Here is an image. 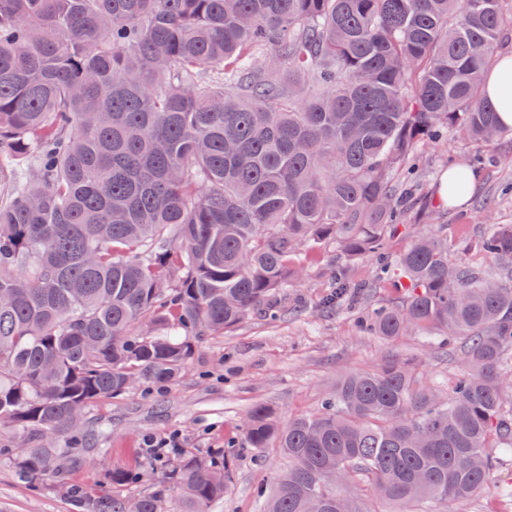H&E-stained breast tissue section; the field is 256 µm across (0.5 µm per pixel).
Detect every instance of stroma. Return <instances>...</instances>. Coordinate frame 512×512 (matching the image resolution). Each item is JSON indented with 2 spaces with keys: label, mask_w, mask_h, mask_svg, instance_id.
<instances>
[{
  "label": "stroma",
  "mask_w": 512,
  "mask_h": 512,
  "mask_svg": "<svg viewBox=\"0 0 512 512\" xmlns=\"http://www.w3.org/2000/svg\"><path fill=\"white\" fill-rule=\"evenodd\" d=\"M475 152L472 144L459 140L422 146L408 180L436 193L449 161L465 163ZM482 154L474 192L462 204H441L433 222L448 235L449 261L488 268L492 259L477 241L490 227L512 224V138ZM337 260L331 250L315 258L303 255L304 277L278 295L275 310L259 306L225 335L197 337L177 384L162 390L136 386L127 395L90 404L85 427L94 435L95 464L74 473L72 482L121 496L148 493L169 469L145 455L147 439L176 433L181 455L223 461L225 438L242 437L254 405L269 406L282 421L314 413L343 373L376 368L384 359L413 361L429 383L450 388L460 367L448 348L427 336L388 341L360 331L362 310L394 302L392 289L381 286L358 305L323 311ZM496 454L499 467L488 485L449 505L448 512H498L502 490L512 486V450L500 448ZM116 465L131 471L133 480L113 485ZM287 468L275 449L242 453L223 499L211 503L209 512H259L258 486ZM0 512H67V507L56 488L26 486L0 461Z\"/></svg>",
  "instance_id": "obj_1"
}]
</instances>
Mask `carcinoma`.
I'll use <instances>...</instances> for the list:
<instances>
[{
  "mask_svg": "<svg viewBox=\"0 0 512 512\" xmlns=\"http://www.w3.org/2000/svg\"><path fill=\"white\" fill-rule=\"evenodd\" d=\"M512 0H0V447L68 512H207L235 455L189 457L156 492L77 486L95 449L64 440L83 409L178 381L195 336H222L299 279L305 247L378 253L427 143L512 134L485 79ZM394 261L400 296L374 336L459 341L452 393L412 363L342 374L312 415L257 405L244 445L288 470L261 512H363L344 494L451 504L512 447V225L489 271L448 262L426 223ZM324 308L371 285L333 272ZM146 326L135 333L137 326Z\"/></svg>",
  "mask_w": 512,
  "mask_h": 512,
  "instance_id": "obj_1",
  "label": "carcinoma"
}]
</instances>
